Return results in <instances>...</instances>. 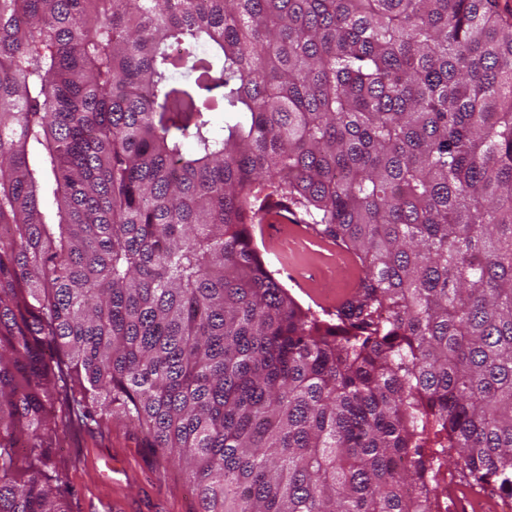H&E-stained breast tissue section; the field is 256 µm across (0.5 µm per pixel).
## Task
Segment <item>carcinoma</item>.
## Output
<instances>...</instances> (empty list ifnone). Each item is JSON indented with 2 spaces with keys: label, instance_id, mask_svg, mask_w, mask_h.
<instances>
[{
  "label": "carcinoma",
  "instance_id": "carcinoma-1",
  "mask_svg": "<svg viewBox=\"0 0 512 512\" xmlns=\"http://www.w3.org/2000/svg\"><path fill=\"white\" fill-rule=\"evenodd\" d=\"M276 209L359 264L336 310ZM110 415L198 512L512 496L498 0H0V512H69L57 431ZM279 217L278 222L288 223V231L283 224L265 222L261 232L257 230L256 244L266 262L282 286L301 305L316 309L319 298L324 294L335 296V304L345 300L352 292L336 299V294L351 288L361 275L360 268L352 257L332 242L310 233L291 230L295 220L291 214ZM323 307V306H322ZM439 484H444L448 482V500L451 502H458L460 499L456 495V490L461 487L465 486L467 489L468 496L471 497L478 505L477 508H474L472 505V512H494V511H488L489 509H486V503H487V497H485L481 492L478 491L476 486H474L472 483L468 482L466 479H462L459 477H456L455 475H452L451 472H448L447 477L440 476L438 479Z\"/></svg>",
  "mask_w": 512,
  "mask_h": 512
}]
</instances>
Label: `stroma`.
Returning a JSON list of instances; mask_svg holds the SVG:
<instances>
[{"label":"stroma","mask_w":512,"mask_h":512,"mask_svg":"<svg viewBox=\"0 0 512 512\" xmlns=\"http://www.w3.org/2000/svg\"><path fill=\"white\" fill-rule=\"evenodd\" d=\"M256 244L282 286L304 306L356 284L352 257L316 235L264 223ZM56 462L65 475L71 512H196L184 473L162 462L143 434L118 418L103 432H59Z\"/></svg>","instance_id":"stroma-1"}]
</instances>
